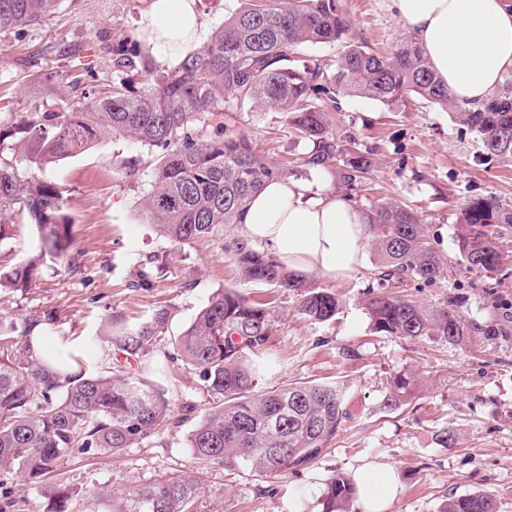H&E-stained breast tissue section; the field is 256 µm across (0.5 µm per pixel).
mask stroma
I'll list each match as a JSON object with an SVG mask.
<instances>
[{"instance_id":"stroma-1","label":"stroma","mask_w":512,"mask_h":512,"mask_svg":"<svg viewBox=\"0 0 512 512\" xmlns=\"http://www.w3.org/2000/svg\"><path fill=\"white\" fill-rule=\"evenodd\" d=\"M150 4L61 0L45 23L0 33V123L54 110L76 75L88 92L107 90L114 79L112 49L137 44ZM339 5L352 43L385 53L412 37L392 0H339ZM331 118L340 145L356 147L372 162L367 183L351 194L357 206L367 211L393 201L413 208L435 251L453 262L436 283L409 284L404 295L426 305L456 299L462 320L491 328V335L451 346L432 336L371 334L365 306L374 290L368 267L336 281L305 273L309 287L332 290L340 299L333 320L310 321L297 311V293L238 277L225 251L238 236L236 226L186 245L162 236L143 213L152 152L121 135L106 138L44 172L68 189L62 213L72 226L79 270L62 266L44 272L25 292L0 288V319L50 309L60 333L79 342L95 335L105 314L144 318L166 308L176 334L213 292L232 288L278 313L273 384H347L355 416L317 459L285 475L201 463L187 445L185 425L159 431L117 455L72 457L57 479L70 495V512H84L85 488L121 492L180 473L197 475L208 504L223 506L224 512H321L328 480L352 475L365 463L397 471L403 491L388 512H438L449 497L472 491L492 494L497 512H512V230L497 238L502 263L496 272L471 271L455 259L457 215L467 200L492 195L512 207V157L487 156L474 130L441 106L419 100L392 111L369 99L345 97ZM221 123L276 163L308 150L273 109H229ZM130 157L138 161L132 176L124 169ZM154 257L166 259L168 274L150 290H131L129 281ZM346 348L354 349V357L343 356ZM407 373L427 378V387L401 410H380L393 378ZM157 379L172 404L192 400L200 415L209 407L210 395L182 361L165 360ZM446 427L456 439L443 448L435 434Z\"/></svg>"}]
</instances>
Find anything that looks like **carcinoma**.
<instances>
[{
  "label": "carcinoma",
  "instance_id": "cac0c4a2",
  "mask_svg": "<svg viewBox=\"0 0 512 512\" xmlns=\"http://www.w3.org/2000/svg\"><path fill=\"white\" fill-rule=\"evenodd\" d=\"M60 0H0V32L42 24ZM349 25L337 0H243L224 24L169 73L157 77L125 46L112 49V90L73 101L59 97L53 112H25L15 125H0V246L14 239L15 217L34 227L38 253L0 269V287L27 288L45 268L71 262V225L62 216L66 187L41 173L79 155L105 137H129L154 153L145 202L150 223L172 243L191 244L237 225L255 193L288 168L255 152L242 135L210 120L234 110L273 108L288 116L297 138L309 145L307 168H323L346 189L359 187L370 158L339 145L331 110L339 97H361L396 110L412 97L452 107L479 136L486 154L512 156V97L500 92L477 106L459 105L412 38L390 53L348 41ZM341 44L336 72L328 74L304 53L314 44ZM456 251L468 268L500 266L496 228H512V208L495 196L477 197L457 217ZM376 251L372 275L381 288L410 281L431 284L447 261L426 237L422 220L397 202L370 213ZM241 278L302 296L298 311L315 322L332 320L335 294L310 289L299 275L238 238L227 246ZM161 265L141 271L128 287L154 286ZM371 330L417 339L435 336L454 346L491 330L467 325L448 300L426 306L402 296L379 294L367 302ZM277 315L266 303L235 289H219L178 335H169L170 313L145 319L109 315L83 345L56 337L48 355L33 351L54 325L49 311L20 321H0V476L19 475L44 484L74 452L116 455L163 428L193 422L188 446L206 463H243L262 473L286 474L320 456L352 420L349 387L301 382L266 384L277 365L273 327ZM105 344L112 374L89 368L90 348ZM174 353L198 376L212 397L201 416L184 402L174 409L168 390L146 377L143 357L157 345ZM423 380L399 375L380 402L385 411L410 403ZM355 486L333 476L322 512H349ZM91 512H216L206 508L203 487L190 473L115 495L84 491ZM438 512H497L494 497L473 492L452 497Z\"/></svg>",
  "mask_w": 512,
  "mask_h": 512
}]
</instances>
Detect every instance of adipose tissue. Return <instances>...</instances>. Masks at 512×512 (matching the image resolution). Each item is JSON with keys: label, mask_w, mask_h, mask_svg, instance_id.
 Listing matches in <instances>:
<instances>
[{"label": "adipose tissue", "mask_w": 512, "mask_h": 512, "mask_svg": "<svg viewBox=\"0 0 512 512\" xmlns=\"http://www.w3.org/2000/svg\"><path fill=\"white\" fill-rule=\"evenodd\" d=\"M430 63L462 104L486 101L512 69V0H394ZM143 47L158 60L194 51L203 29L196 0H152ZM369 217L332 189L312 194L295 180H272L256 194L239 226L293 271L331 280L366 263ZM359 512H388L402 492L393 466L367 464L355 473Z\"/></svg>", "instance_id": "adipose-tissue-1"}]
</instances>
